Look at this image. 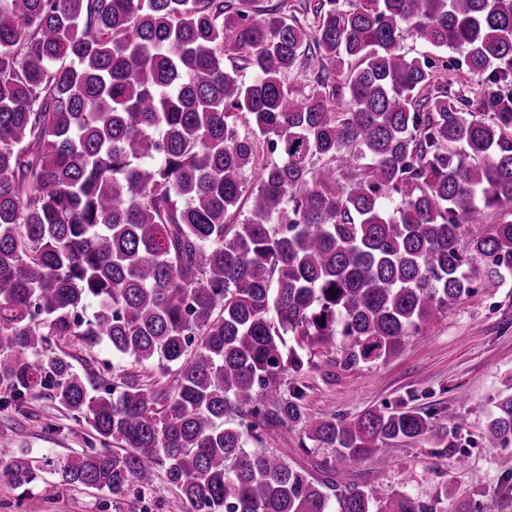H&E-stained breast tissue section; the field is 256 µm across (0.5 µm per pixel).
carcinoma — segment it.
<instances>
[{
    "instance_id": "carcinoma-1",
    "label": "carcinoma",
    "mask_w": 512,
    "mask_h": 512,
    "mask_svg": "<svg viewBox=\"0 0 512 512\" xmlns=\"http://www.w3.org/2000/svg\"><path fill=\"white\" fill-rule=\"evenodd\" d=\"M408 37L464 52L485 92L451 91ZM475 260L512 275V0H327L311 22L285 2L0 0V384L102 444L40 468L0 432L13 487L47 471L138 499L161 482L188 512H438L446 486L426 504L355 476L395 441L447 455L463 417L310 418L288 376L387 361L476 291ZM54 339L138 369L97 383ZM299 424L326 450L310 470L261 447ZM482 439L512 444V392Z\"/></svg>"
}]
</instances>
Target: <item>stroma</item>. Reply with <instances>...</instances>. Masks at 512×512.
I'll return each instance as SVG.
<instances>
[{
    "instance_id": "35a3bbf8",
    "label": "stroma",
    "mask_w": 512,
    "mask_h": 512,
    "mask_svg": "<svg viewBox=\"0 0 512 512\" xmlns=\"http://www.w3.org/2000/svg\"><path fill=\"white\" fill-rule=\"evenodd\" d=\"M308 416L355 417L384 403L407 401L455 412L467 422L459 447L435 457L424 443H397L368 462L365 478L383 490L408 486L431 501L439 486L448 488L449 508L481 504L512 512L505 475L512 473V447H483L480 434L490 400L512 383V276L495 285L479 284L446 318L434 322L425 340L410 339L386 362L337 373L328 379L309 372L298 377ZM8 397L0 386V430L13 432L16 446L32 456L67 457L98 447L83 419L58 406L47 394L28 397L25 414L3 407ZM0 512H131L129 499L58 485L45 475L28 493L0 479Z\"/></svg>"
}]
</instances>
